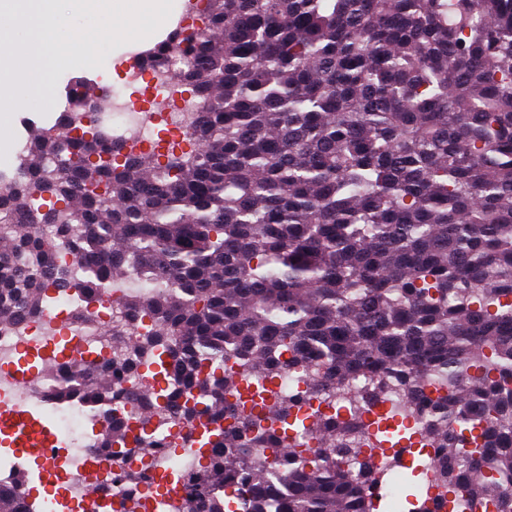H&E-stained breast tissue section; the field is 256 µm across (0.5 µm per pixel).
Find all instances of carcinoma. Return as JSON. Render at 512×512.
I'll use <instances>...</instances> for the list:
<instances>
[{
    "label": "carcinoma",
    "mask_w": 512,
    "mask_h": 512,
    "mask_svg": "<svg viewBox=\"0 0 512 512\" xmlns=\"http://www.w3.org/2000/svg\"><path fill=\"white\" fill-rule=\"evenodd\" d=\"M204 17L173 45L172 83L204 101L192 150L115 162L72 134L77 81L0 185V332L64 295L92 308L112 281L125 329L106 333L174 377L180 447L198 448L175 512H376L384 467L364 449L397 465L405 437L300 420L299 397L224 425L246 373L294 367L331 395L378 379L357 399L396 397L393 419L434 386L419 443L437 452L415 471L435 493L416 512H512V0H206ZM62 142L83 164L47 165ZM226 353L245 374L213 366ZM43 374L55 403L112 399L94 363ZM95 439L106 465L153 447L119 420Z\"/></svg>",
    "instance_id": "obj_1"
}]
</instances>
